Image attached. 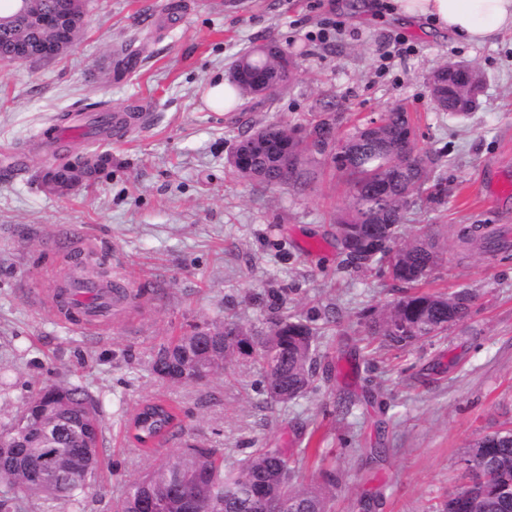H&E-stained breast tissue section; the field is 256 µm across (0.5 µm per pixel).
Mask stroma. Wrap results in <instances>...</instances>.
Listing matches in <instances>:
<instances>
[{"mask_svg": "<svg viewBox=\"0 0 512 512\" xmlns=\"http://www.w3.org/2000/svg\"><path fill=\"white\" fill-rule=\"evenodd\" d=\"M89 0L72 48L44 62L0 63V422L46 385L80 384L101 404L104 454L87 512H112L128 481L162 455L194 443L228 462L260 448L303 458L311 436L325 462L303 458V480L334 470L332 512H431L466 481L461 460L486 433L512 426V247L463 254L467 224L512 230V34L493 45L392 14L389 0ZM274 38L298 53L300 76L254 112H216L203 94L240 52ZM478 68L484 90L464 119L443 114L430 72L443 61ZM356 118L402 105L418 118L419 145L441 153V187L414 195L402 227L447 226L440 265L419 289L472 290L470 318L445 335L399 351L359 325L367 310L403 291L375 271L348 267L331 235L347 186L323 176L302 195L265 190L228 165L235 140L259 121L303 122L320 100ZM106 102L148 120L126 141L68 143L112 162L66 196L39 181L54 160L44 131L67 112ZM110 270L135 293L134 310L104 336L61 324L39 305L50 280L81 267ZM232 314L256 329L267 315L297 314L320 328L318 354L332 366L317 391L268 410L258 363L240 359L199 385L159 379L151 357L192 323ZM163 398L181 434L145 454L125 422L138 404ZM349 412L336 413L337 403ZM385 449L370 459L365 449Z\"/></svg>", "mask_w": 512, "mask_h": 512, "instance_id": "1", "label": "stroma"}]
</instances>
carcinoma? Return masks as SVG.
<instances>
[{
	"label": "carcinoma",
	"instance_id": "carcinoma-1",
	"mask_svg": "<svg viewBox=\"0 0 512 512\" xmlns=\"http://www.w3.org/2000/svg\"><path fill=\"white\" fill-rule=\"evenodd\" d=\"M266 39L242 52L233 67L250 66L271 71L277 79L268 93L254 99L241 89L247 103L259 104L289 88L300 72L299 62L286 50L271 52ZM342 113L336 103H321L311 113L308 138H297L288 121L270 120L253 127L239 139L245 145L255 133L266 147L250 155L244 167L232 166L235 175L262 188H285L304 193L329 169L345 177V205L334 216V239L347 264L356 269L381 265L404 288L426 279L442 254L437 225L425 224L409 241L398 242L414 193L437 178L439 156L413 141L412 154L398 150L403 133L418 131L416 119L396 106L356 125L340 136ZM486 225L474 224L458 235L466 247L483 246L491 239ZM476 294L467 289L447 294L413 292L364 318L365 333L388 348L405 350L443 335L448 326L465 320ZM268 330L257 332L224 317L219 322L192 323L181 335L160 345L151 367L160 379L174 385H197L224 371L239 356L255 358L263 371L262 387L270 410L304 396L319 374L317 332L298 316L272 315ZM73 397L53 401L34 393L25 404L37 421L43 411L59 413L64 422L75 421L52 433L48 440L16 430L19 416L0 425V434L12 433L25 448L0 458V512H20L28 499L41 502L42 512H83L90 481L103 453V427L99 406L78 385L58 387ZM177 426L175 408L157 399L142 405L130 420L132 438L145 453ZM87 440L80 460L70 455L76 439ZM479 470L443 499L436 512H512V428L479 438ZM320 484L300 480L299 460L279 449L263 448L236 464H224V449L189 444L157 466L128 482L114 512H143L145 500L164 501L175 512H331L336 475L322 474Z\"/></svg>",
	"mask_w": 512,
	"mask_h": 512
}]
</instances>
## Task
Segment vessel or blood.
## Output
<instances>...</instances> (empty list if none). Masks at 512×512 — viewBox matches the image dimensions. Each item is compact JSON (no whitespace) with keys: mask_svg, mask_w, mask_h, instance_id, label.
<instances>
[{"mask_svg":"<svg viewBox=\"0 0 512 512\" xmlns=\"http://www.w3.org/2000/svg\"><path fill=\"white\" fill-rule=\"evenodd\" d=\"M145 124V113H112L109 138L116 142L123 141L132 133L143 129ZM89 131V126L80 120L59 126L48 140L47 146L51 152H61L70 140L88 135ZM66 289L67 303H59L57 289L51 286L40 296L42 305L62 324L88 333H107L112 323V302L107 295L99 293L97 284L76 279L67 283Z\"/></svg>","mask_w":512,"mask_h":512,"instance_id":"vessel-or-blood-1","label":"vessel or blood"}]
</instances>
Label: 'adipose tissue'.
<instances>
[{"label":"adipose tissue","instance_id":"adipose-tissue-1","mask_svg":"<svg viewBox=\"0 0 512 512\" xmlns=\"http://www.w3.org/2000/svg\"><path fill=\"white\" fill-rule=\"evenodd\" d=\"M395 14L422 18L474 44L512 32V0H392Z\"/></svg>","mask_w":512,"mask_h":512}]
</instances>
